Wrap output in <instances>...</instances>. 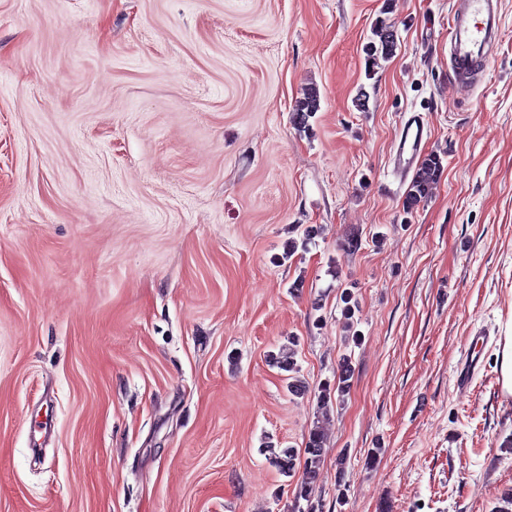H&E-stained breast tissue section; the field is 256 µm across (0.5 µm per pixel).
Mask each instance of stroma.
I'll return each instance as SVG.
<instances>
[{
  "label": "stroma",
  "mask_w": 512,
  "mask_h": 512,
  "mask_svg": "<svg viewBox=\"0 0 512 512\" xmlns=\"http://www.w3.org/2000/svg\"><path fill=\"white\" fill-rule=\"evenodd\" d=\"M449 8L0 0V512L501 506L512 0L475 87L448 72ZM381 16L397 48L370 78ZM413 112L443 172L408 215L387 164ZM292 239L307 245L288 257ZM292 338L302 396L268 359ZM476 346L481 368L458 390ZM346 356L349 393L320 407ZM319 420L305 501L270 456L304 448Z\"/></svg>",
  "instance_id": "1"
}]
</instances>
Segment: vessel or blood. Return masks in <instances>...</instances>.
Wrapping results in <instances>:
<instances>
[{"label": "vessel or blood", "mask_w": 512, "mask_h": 512, "mask_svg": "<svg viewBox=\"0 0 512 512\" xmlns=\"http://www.w3.org/2000/svg\"><path fill=\"white\" fill-rule=\"evenodd\" d=\"M503 0H452L448 14V70L459 85H473L494 55ZM430 133L423 113H412L399 127L390 161L401 178L415 174L422 144Z\"/></svg>", "instance_id": "vessel-or-blood-1"}]
</instances>
